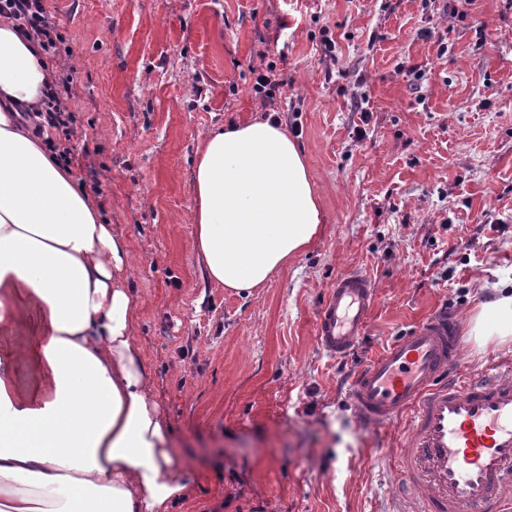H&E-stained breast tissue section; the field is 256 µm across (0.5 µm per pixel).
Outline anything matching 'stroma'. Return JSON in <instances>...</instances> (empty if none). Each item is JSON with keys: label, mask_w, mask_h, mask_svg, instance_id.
<instances>
[{"label": "stroma", "mask_w": 512, "mask_h": 512, "mask_svg": "<svg viewBox=\"0 0 512 512\" xmlns=\"http://www.w3.org/2000/svg\"><path fill=\"white\" fill-rule=\"evenodd\" d=\"M73 56L64 145L136 256L134 340L196 482L175 512H405L393 454L403 424L368 428L348 382L445 308L461 367L478 297L512 281V0H48ZM332 38L334 55L324 53ZM447 55H439L440 44ZM276 99L326 222L251 294L210 283L194 249L192 175L206 131ZM421 68L414 79L408 70ZM357 268L377 301L356 350L318 345L317 310ZM276 76L277 72L274 70L273 66H269L265 73L259 71L255 77L252 91L255 96L263 100L265 107L275 104L274 96H276V90L278 91L280 87L285 85V81L276 78Z\"/></svg>", "instance_id": "stroma-1"}]
</instances>
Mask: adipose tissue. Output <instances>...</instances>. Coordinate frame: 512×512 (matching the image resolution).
<instances>
[{
    "mask_svg": "<svg viewBox=\"0 0 512 512\" xmlns=\"http://www.w3.org/2000/svg\"><path fill=\"white\" fill-rule=\"evenodd\" d=\"M56 70L37 38L0 20V512H172L192 483L133 341L131 246L28 117ZM193 196L204 274L239 293L325 222L303 153L268 118L205 136ZM471 334L512 343V290L479 304ZM17 336L20 353L8 344Z\"/></svg>",
    "mask_w": 512,
    "mask_h": 512,
    "instance_id": "1",
    "label": "adipose tissue"
}]
</instances>
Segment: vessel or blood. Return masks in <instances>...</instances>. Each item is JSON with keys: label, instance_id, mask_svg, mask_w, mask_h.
I'll list each match as a JSON object with an SVG mask.
<instances>
[{"label": "vessel or blood", "instance_id": "vessel-or-blood-1", "mask_svg": "<svg viewBox=\"0 0 512 512\" xmlns=\"http://www.w3.org/2000/svg\"><path fill=\"white\" fill-rule=\"evenodd\" d=\"M376 303L371 277L351 269L333 283L316 320L318 344L351 351ZM457 316L436 311L392 341L357 375L349 397L368 424L408 419L397 450V493L412 512H507L512 507V361L449 377L460 356Z\"/></svg>", "mask_w": 512, "mask_h": 512}]
</instances>
